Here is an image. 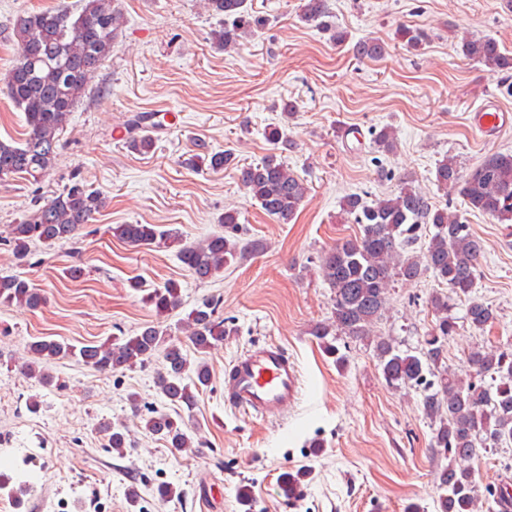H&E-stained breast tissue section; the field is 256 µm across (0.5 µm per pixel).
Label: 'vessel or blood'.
<instances>
[{"mask_svg":"<svg viewBox=\"0 0 512 512\" xmlns=\"http://www.w3.org/2000/svg\"><path fill=\"white\" fill-rule=\"evenodd\" d=\"M473 125L490 135L512 125V113L489 99L477 109ZM299 380L296 362L281 346H258L237 357L226 372L224 401L244 414L277 419L296 403Z\"/></svg>","mask_w":512,"mask_h":512,"instance_id":"obj_1","label":"vessel or blood"}]
</instances>
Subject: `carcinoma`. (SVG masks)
Instances as JSON below:
<instances>
[{
    "label": "carcinoma",
    "instance_id": "cac0c4a2",
    "mask_svg": "<svg viewBox=\"0 0 512 512\" xmlns=\"http://www.w3.org/2000/svg\"><path fill=\"white\" fill-rule=\"evenodd\" d=\"M115 0H84L81 11L66 6L28 11L11 22L19 52L11 68L0 80L14 107L23 112L28 129L21 141L0 139V181L21 179L39 182L54 168L61 148V134L71 112L88 93V80L112 55L121 29V13ZM208 10L219 18L211 37L217 48L229 51L240 41L266 28L268 18L254 11L248 0H206ZM302 21L330 32L335 42L344 33L329 20L326 0H304ZM399 38L409 48L419 47L425 34L401 27ZM361 58H377L384 47L373 40L355 45ZM463 55L492 74L512 69V56L501 51L491 38L466 39ZM152 115L136 113L128 119L132 129L129 147L146 154L153 141L141 134ZM271 151L258 163L238 167V181L244 193L257 202L274 220L286 224L295 215L306 195V186L282 158L290 146L287 127L268 128ZM212 169L235 165L230 150L208 152L203 142L196 144ZM435 183L446 192L458 191L469 211L512 220V153H495L485 158L464 177L456 162L443 159L435 167ZM106 205L105 196L75 180L53 195L44 205L11 225L6 238L19 265L28 262L31 247L62 244L76 238ZM345 218L361 227L354 238L342 240L320 259L322 280L332 293L333 315L328 323L311 330L324 352L338 363L344 362L336 341L372 339L378 367L392 388L420 392L424 415L435 426L432 453L447 460L436 471L438 512H495L509 496L508 487L480 492L475 463L483 454L512 445V351L473 347L466 361L475 378L467 380L449 370L446 361L448 339L458 330L449 297L435 293L430 307L434 327L424 336L421 347L402 350L388 336L375 335V324L386 308L395 283H412L424 273H432L448 290L467 301L464 320L470 328L483 330L494 322L491 306L472 296L481 257V243L462 215L432 204L418 189L402 186L398 192L367 201L348 195L342 203ZM241 211L227 209L219 218L224 230L202 240L186 241L161 230L155 224H117L112 233L132 246L154 244L178 246V257L196 280L207 282L224 271L250 244L239 236ZM433 227L424 252L414 251L427 226ZM130 287L142 292V301L153 308L155 320L133 336L115 337L112 342L76 348L55 340H38L29 345L32 361L21 368L27 376L39 375L43 386L53 375L39 368L58 359L75 358L104 373L123 372L143 366L153 357H162L155 376L160 395L191 413L197 393L210 382L204 363L189 368L182 341L172 337L168 323L181 306L180 286L168 281L148 288L135 280ZM0 303L35 312L46 303L45 291L22 275L0 277ZM218 301L204 299L178 324L188 342L198 351H208L224 343L230 330L216 316ZM432 379H427V376ZM145 429L164 441L174 453L193 448L184 420H175L158 410L146 417ZM99 431L107 437V447L122 453L129 446L128 430L122 424L104 421ZM33 456L24 454L0 470V497L19 506L31 488L27 480Z\"/></svg>",
    "mask_w": 512,
    "mask_h": 512
}]
</instances>
